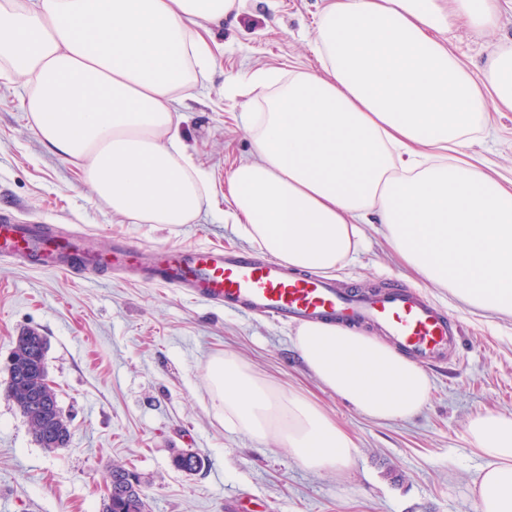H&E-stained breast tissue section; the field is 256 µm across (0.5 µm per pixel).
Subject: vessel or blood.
<instances>
[{"label":"vessel or blood","mask_w":512,"mask_h":512,"mask_svg":"<svg viewBox=\"0 0 512 512\" xmlns=\"http://www.w3.org/2000/svg\"><path fill=\"white\" fill-rule=\"evenodd\" d=\"M68 239L38 224L0 223V260L32 258L41 269L84 274L90 269L143 270L152 283L184 290L214 306L297 322L331 321L372 325L423 365L445 361L455 346V324L433 304L401 287L363 295L337 288L334 281L295 272L260 252L211 247L147 249L127 240L83 262L59 258Z\"/></svg>","instance_id":"b4317fda"}]
</instances>
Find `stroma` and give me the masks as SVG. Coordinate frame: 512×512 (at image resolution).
Listing matches in <instances>:
<instances>
[{"label":"stroma","instance_id":"stroma-1","mask_svg":"<svg viewBox=\"0 0 512 512\" xmlns=\"http://www.w3.org/2000/svg\"><path fill=\"white\" fill-rule=\"evenodd\" d=\"M321 0H244L213 29L215 67L182 124L192 161L216 188L252 140L243 98L225 84L259 68L309 69L317 61L305 37ZM512 39V11L496 32L448 34L449 47L479 67ZM20 84H0V215L58 231L80 229L83 249L106 251L113 238L144 246L216 245L249 249L225 224L222 207L192 224H133L96 200L80 168L48 152L20 107ZM472 152L512 177V112L492 115L489 136ZM334 277L367 291L392 284L422 293L460 331L448 361L430 369L423 410L406 421L376 423L324 390L293 345L292 327L196 302L139 275L84 277L0 261V385L20 331L46 339V365L70 424L68 447L37 444L26 419L0 395V512H99L115 460L134 466L150 512H227L254 501L266 512H474L471 486L482 464L465 435L467 419L512 412V319L490 322L400 268L379 227ZM237 355L273 386L304 390L354 438L358 452L343 478L305 471L281 444L231 432L216 415L204 368L216 354ZM193 449L205 468L189 475L174 455Z\"/></svg>","mask_w":512,"mask_h":512}]
</instances>
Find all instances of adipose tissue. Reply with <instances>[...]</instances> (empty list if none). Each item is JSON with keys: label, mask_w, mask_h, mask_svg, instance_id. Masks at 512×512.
Listing matches in <instances>:
<instances>
[{"label": "adipose tissue", "mask_w": 512, "mask_h": 512, "mask_svg": "<svg viewBox=\"0 0 512 512\" xmlns=\"http://www.w3.org/2000/svg\"><path fill=\"white\" fill-rule=\"evenodd\" d=\"M238 0H0V83L24 78L21 107L45 148L79 164L113 214L190 224L216 196L188 155L182 110L210 78L213 25ZM501 0H324L317 68L258 70L232 95L254 156L224 181L225 223L294 270L333 272L383 224L402 265L492 317L512 318V185L468 148L489 116L512 112V40L478 72L448 32L499 28ZM294 346L327 390L376 421L407 419L432 380L391 344L333 322L298 325ZM211 404L231 431L282 441L304 469L343 475L357 446L303 393L237 356L206 365ZM481 458L474 512H512V413L470 417Z\"/></svg>", "instance_id": "adipose-tissue-1"}]
</instances>
